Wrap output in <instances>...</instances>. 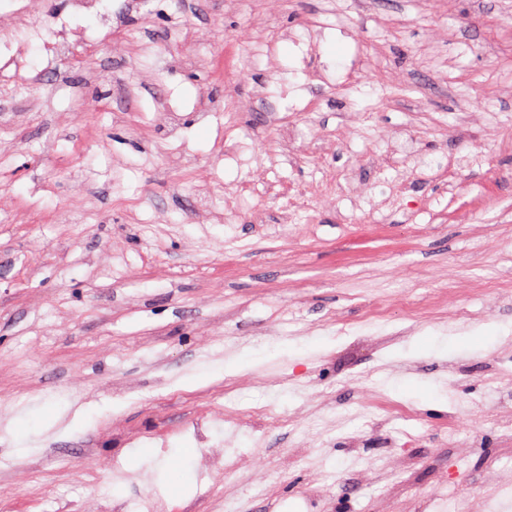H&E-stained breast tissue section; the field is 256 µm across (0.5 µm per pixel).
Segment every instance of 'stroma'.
<instances>
[{
	"mask_svg": "<svg viewBox=\"0 0 512 512\" xmlns=\"http://www.w3.org/2000/svg\"><path fill=\"white\" fill-rule=\"evenodd\" d=\"M18 84L0 93V498L103 512L161 491L170 512H467L512 501V0H106L48 57L31 0ZM354 22L363 42L339 31ZM250 33L232 80L175 67ZM278 43L275 61L261 49ZM329 67L328 107L306 111ZM357 83L342 87L350 68ZM242 111L221 110L227 94ZM182 115L168 138L164 103ZM361 118L346 125V109ZM316 129L287 160L278 118ZM418 156L382 161L389 131ZM356 169L359 208L288 194ZM381 311L398 330L362 323ZM409 407L403 433L372 405ZM268 406L213 435L249 467L200 474L181 437L208 404ZM457 431L448 434V414ZM53 57L60 58H76L85 54L87 51L86 44L82 41H70L67 38H55L54 41L46 43Z\"/></svg>",
	"mask_w": 512,
	"mask_h": 512,
	"instance_id": "stroma-1",
	"label": "stroma"
}]
</instances>
